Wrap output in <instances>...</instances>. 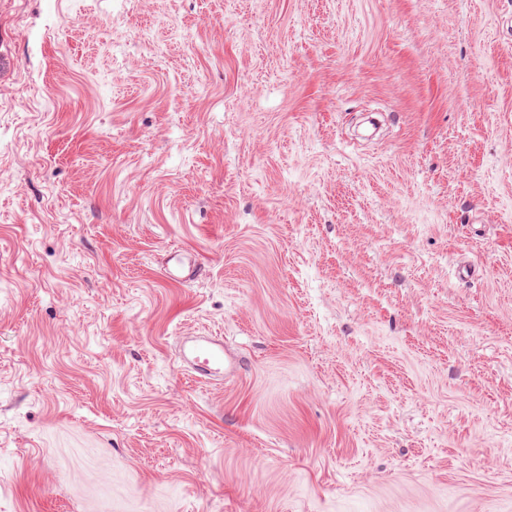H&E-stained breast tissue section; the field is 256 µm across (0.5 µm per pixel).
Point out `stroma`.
I'll use <instances>...</instances> for the list:
<instances>
[{
  "label": "stroma",
  "instance_id": "obj_1",
  "mask_svg": "<svg viewBox=\"0 0 512 512\" xmlns=\"http://www.w3.org/2000/svg\"><path fill=\"white\" fill-rule=\"evenodd\" d=\"M0 512H512V0H0ZM184 368L197 373L201 379L227 380L241 369L240 357L220 336H190L179 351Z\"/></svg>",
  "mask_w": 512,
  "mask_h": 512
}]
</instances>
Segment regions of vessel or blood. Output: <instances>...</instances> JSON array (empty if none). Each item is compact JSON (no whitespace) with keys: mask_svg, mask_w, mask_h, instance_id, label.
Wrapping results in <instances>:
<instances>
[{"mask_svg":"<svg viewBox=\"0 0 512 512\" xmlns=\"http://www.w3.org/2000/svg\"><path fill=\"white\" fill-rule=\"evenodd\" d=\"M183 367L197 373L199 378L227 380L241 369L240 357L220 336H191L179 351Z\"/></svg>","mask_w":512,"mask_h":512,"instance_id":"obj_1","label":"vessel or blood"}]
</instances>
